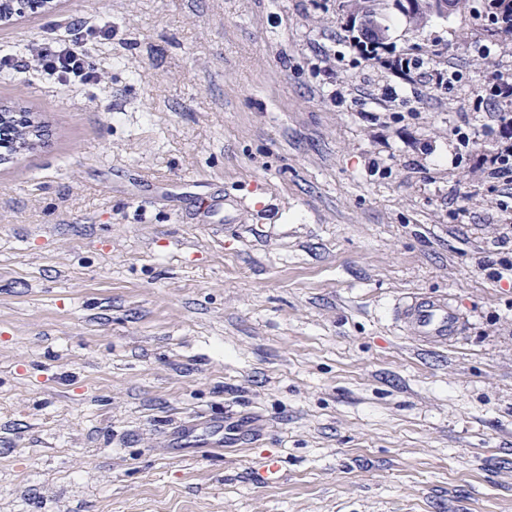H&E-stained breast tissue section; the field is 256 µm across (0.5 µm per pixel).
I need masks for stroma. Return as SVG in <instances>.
I'll return each instance as SVG.
<instances>
[{"instance_id": "stroma-1", "label": "stroma", "mask_w": 512, "mask_h": 512, "mask_svg": "<svg viewBox=\"0 0 512 512\" xmlns=\"http://www.w3.org/2000/svg\"><path fill=\"white\" fill-rule=\"evenodd\" d=\"M71 20L111 22L104 83L0 74L45 130L0 164V512H512V278L479 267L503 185L448 150L492 109L469 14L381 19L450 89L360 58L342 0H62L0 48ZM211 193L234 228L195 223ZM412 292L461 337L415 342ZM213 412L238 440L208 447ZM397 315L412 337L425 347L447 345L463 330V317L457 306L433 296L408 294L398 304Z\"/></svg>"}]
</instances>
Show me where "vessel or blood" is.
Segmentation results:
<instances>
[{
	"label": "vessel or blood",
	"instance_id": "obj_1",
	"mask_svg": "<svg viewBox=\"0 0 512 512\" xmlns=\"http://www.w3.org/2000/svg\"><path fill=\"white\" fill-rule=\"evenodd\" d=\"M237 211V200L216 196L195 219L200 224L231 225L236 221ZM397 315L412 337L425 347L446 345L456 340L463 330V317L457 306L433 296L408 294L398 304Z\"/></svg>",
	"mask_w": 512,
	"mask_h": 512
}]
</instances>
